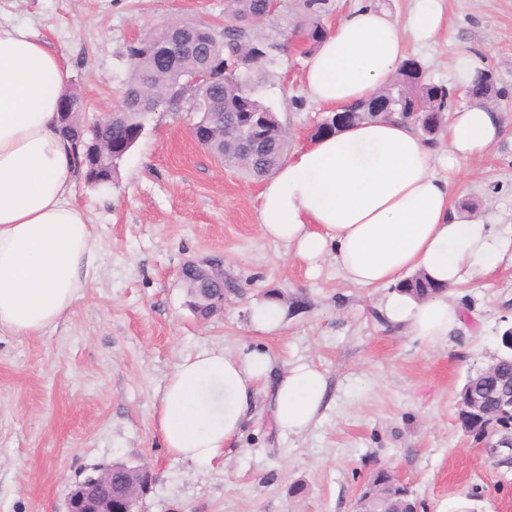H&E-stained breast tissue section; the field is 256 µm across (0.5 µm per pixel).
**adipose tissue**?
Instances as JSON below:
<instances>
[{
    "label": "adipose tissue",
    "mask_w": 512,
    "mask_h": 512,
    "mask_svg": "<svg viewBox=\"0 0 512 512\" xmlns=\"http://www.w3.org/2000/svg\"><path fill=\"white\" fill-rule=\"evenodd\" d=\"M407 22L369 4L331 28L306 61L308 98L334 112L391 84L407 54L406 33L429 39L443 25L441 0H414ZM69 79L61 55L28 27L0 25V333L41 336L67 318L97 270L101 239L72 199L77 178L58 100ZM504 133L501 112L469 103L446 127L449 170L484 155ZM437 153L409 122L367 121L290 151L258 193L265 238L317 274L333 260L347 282L385 290L388 322L423 341L447 340L463 314L447 292L476 275L512 266V236L460 218ZM441 292L422 301L398 292L411 273ZM265 354L221 348L188 355L166 379L158 427L177 459L208 464L238 437L268 379ZM325 374L307 362L281 371L273 415L298 435L319 421Z\"/></svg>",
    "instance_id": "obj_1"
}]
</instances>
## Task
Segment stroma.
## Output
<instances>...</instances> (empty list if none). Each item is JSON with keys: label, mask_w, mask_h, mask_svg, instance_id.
I'll return each instance as SVG.
<instances>
[{"label": "stroma", "mask_w": 512, "mask_h": 512, "mask_svg": "<svg viewBox=\"0 0 512 512\" xmlns=\"http://www.w3.org/2000/svg\"><path fill=\"white\" fill-rule=\"evenodd\" d=\"M443 8L448 33L408 36L409 56L425 82L461 92L463 65L490 70L506 124L453 180V204L511 233L512 0ZM226 19L224 0H0V23L29 27L66 56L69 88L90 120L119 105L131 42L171 21L219 30ZM308 56L294 37L262 91L295 147L326 115L303 90ZM193 119L159 108L111 186L76 183L74 201L103 242L95 279L57 328L0 334V512H65L72 483L117 460L154 472L142 512H355L359 487L382 466L410 487L420 512H512V448L475 444L457 416L467 377L492 363L512 327V267L456 288L465 331L422 343L386 322L381 292L344 282L329 261L309 277L266 239L259 183L198 146ZM213 255L224 264V309L202 319L179 273ZM271 294L287 323L265 336L251 329L249 307ZM212 347L265 352L277 369L312 362L329 382L320 421L299 436L280 433L265 386L221 460L171 456L157 424L165 379L182 357Z\"/></svg>", "instance_id": "stroma-1"}]
</instances>
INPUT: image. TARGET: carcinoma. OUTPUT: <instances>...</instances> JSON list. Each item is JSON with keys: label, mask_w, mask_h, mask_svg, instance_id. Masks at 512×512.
<instances>
[{"label": "carcinoma", "mask_w": 512, "mask_h": 512, "mask_svg": "<svg viewBox=\"0 0 512 512\" xmlns=\"http://www.w3.org/2000/svg\"><path fill=\"white\" fill-rule=\"evenodd\" d=\"M300 32L310 48L319 47L326 35L323 17L327 12V0H299ZM267 0H228L227 25L220 32L209 30L210 36L200 44L198 51L190 56L175 60L168 58L166 45L173 35L196 24L174 21L151 33V41L156 49L144 48L141 42L127 46L130 78L125 91L132 94L138 87L152 90L156 107L179 109L195 98L199 102L198 122L206 127L205 149L213 156L222 158L224 165L236 169L247 179L262 180L272 175L288 155L291 142L288 133L275 110L265 105L257 97V87L271 77V68L277 53L284 45L276 39L255 32L257 16L266 13ZM224 63V80L203 87H195L181 100L173 87L182 84L189 72L203 61ZM396 89L401 95L396 97L406 112L398 116L416 124L430 140H435V129L443 126L448 106L447 92L423 82V72L408 69L399 70ZM389 97L384 90L354 104L356 111L345 113V124L383 120L391 117L389 112H374V103ZM249 100L255 112L270 114L272 124L261 130L266 146L257 153L240 150L232 143L238 112L244 100ZM148 112L127 108L124 113L107 122L94 121L81 125L84 136L80 144L81 180L87 186H109L117 174V164L126 153L137 145L145 130ZM189 305L194 311L202 310L206 315L215 314L210 308L211 290L186 285ZM397 291L416 299H425L437 292V285L427 277L412 275L404 279ZM512 382V351L506 349L486 368L468 377L463 390H479L489 384ZM498 416V407L487 403L479 410L464 415L460 423L468 427V433L478 442L485 435L484 422ZM359 500L365 501L373 512H409L416 506L412 491L399 481L387 468L373 471L359 491Z\"/></svg>", "instance_id": "cac0c4a2"}]
</instances>
